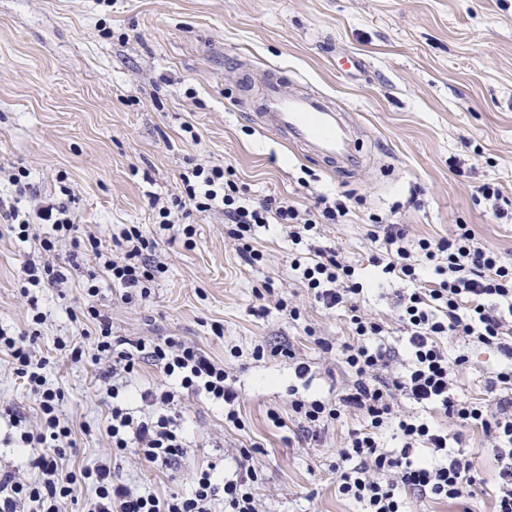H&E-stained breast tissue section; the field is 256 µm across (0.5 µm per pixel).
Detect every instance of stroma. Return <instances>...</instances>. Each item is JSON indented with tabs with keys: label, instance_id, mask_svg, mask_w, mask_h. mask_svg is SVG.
Segmentation results:
<instances>
[{
	"label": "stroma",
	"instance_id": "35a3bbf8",
	"mask_svg": "<svg viewBox=\"0 0 512 512\" xmlns=\"http://www.w3.org/2000/svg\"><path fill=\"white\" fill-rule=\"evenodd\" d=\"M280 73L351 114L364 139L359 171L337 175L252 122L249 85ZM198 164L231 166L254 200L355 199L348 223L323 225L321 234L355 263L364 313L395 325L401 283L378 281L369 263V214L395 213L412 240L468 224L480 242L512 257V223L495 219L475 193L481 183L501 184L512 206V0H0V194L12 193L8 176L21 170L41 196L69 188L80 235L95 234L108 248L126 224L154 235L151 197H173L180 172ZM189 222L193 247L178 225L175 242H160L165 271L150 298L126 304L105 288L100 301L116 335H175L226 362L245 428L225 425L222 408L205 397L181 393L186 469L171 474L129 456L123 480L161 496L186 493L190 467L214 462L233 476L239 448L257 443L264 512H359L337 495L332 469L359 419L341 418L313 447L293 439L267 417L288 414L293 361L249 355L257 342L293 338L310 367L309 394L328 395L334 356L314 338L347 341L346 312L324 309L296 287L284 225L256 228L264 262L250 266L227 236L222 210ZM31 249L0 236V328L12 332L28 325L19 284ZM94 268L86 263L65 287L37 293L47 321L36 350L65 393L76 469L112 454L93 365L55 345L80 337L71 313ZM268 279L298 305V321L259 313L253 290ZM12 409L31 418L37 405L0 358V466L24 471L29 458L15 450Z\"/></svg>",
	"mask_w": 512,
	"mask_h": 512
}]
</instances>
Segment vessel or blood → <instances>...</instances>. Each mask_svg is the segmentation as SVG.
<instances>
[{
  "mask_svg": "<svg viewBox=\"0 0 512 512\" xmlns=\"http://www.w3.org/2000/svg\"><path fill=\"white\" fill-rule=\"evenodd\" d=\"M281 75L271 76L251 101L252 119L283 141L304 147L310 158L341 175L356 172L362 164V147L351 133L345 110L320 94L303 93Z\"/></svg>",
  "mask_w": 512,
  "mask_h": 512,
  "instance_id": "vessel-or-blood-1",
  "label": "vessel or blood"
}]
</instances>
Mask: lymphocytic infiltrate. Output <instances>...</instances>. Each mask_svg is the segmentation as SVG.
Masks as SVG:
<instances>
[{"label": "lymphocytic infiltrate", "mask_w": 512, "mask_h": 512, "mask_svg": "<svg viewBox=\"0 0 512 512\" xmlns=\"http://www.w3.org/2000/svg\"><path fill=\"white\" fill-rule=\"evenodd\" d=\"M231 167H196L182 174L183 191L159 207L158 226L167 231L175 213L207 212L221 205L227 234L246 264L261 262L252 244V230L261 224L288 228L292 258L289 267L298 287L313 293L326 309L347 308L351 339L339 350L343 385L336 396H303L290 391L289 411L304 441L316 442L331 423L353 414L361 418L342 448L336 451V491L355 502L361 512H407L417 505L425 512L432 503L445 502L456 512H472L471 503L483 483L481 470L465 446L464 432L480 430L486 455L498 466L491 512H512V258L482 244L470 225H456L438 239L409 240L402 225L371 215L367 236L375 245L371 257L382 273L406 282L396 292L395 305L401 335L391 338L383 321L361 314L357 303L363 285L356 270L338 247L316 240L325 224L347 223L350 208L341 199L320 197L314 207L302 209L282 197L253 201L233 178ZM14 195L0 197V223L11 236L33 243L39 260H28L20 293L31 311V329L12 334L0 329V355L34 396L35 419L13 415L17 445L33 450L35 479L16 469L0 468V512H63L77 489L89 485L95 498L88 512H261L253 485L258 480L259 445L240 449L233 477L217 479L213 468L191 475V493L164 497L124 482L109 464L100 462L73 471L65 461L76 441L70 423L61 418L64 393L48 376L46 358L35 350L37 328L46 313L34 295L40 288H57L68 280V268L93 257L102 282L83 289L82 320L92 323L93 343L84 349L73 340L57 342L58 351L74 360L89 358L104 399L110 400L105 434L113 455L130 454L167 470L181 468L187 438L172 408L178 390L204 395L224 408L225 423L243 429L237 409L239 394L228 366L215 361L201 347L175 336L145 342L114 335L112 318L99 305L101 287L119 289L124 302L148 299L150 285L162 267L159 243L139 228H121L112 236V249H103L97 237H74V215L67 203L32 201L30 183L13 177ZM29 207H22V199ZM67 239L71 250L65 261L52 257L56 240ZM433 268L426 277L425 268ZM476 344L492 348L501 362L488 371L485 390L489 401L466 395L462 374L469 364L464 348ZM161 374L156 387L140 391L143 412L127 407L126 388L140 363ZM432 409L458 425L448 433L440 424L407 413L400 399ZM392 429L399 447L381 443V432Z\"/></svg>", "instance_id": "1"}]
</instances>
